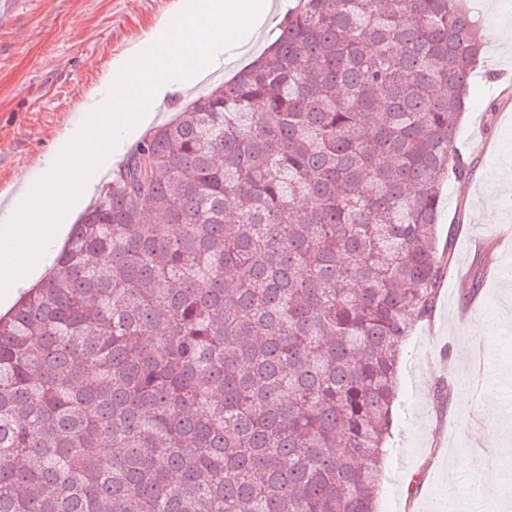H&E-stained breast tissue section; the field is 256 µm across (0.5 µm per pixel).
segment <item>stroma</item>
<instances>
[{
    "instance_id": "1",
    "label": "stroma",
    "mask_w": 512,
    "mask_h": 512,
    "mask_svg": "<svg viewBox=\"0 0 512 512\" xmlns=\"http://www.w3.org/2000/svg\"><path fill=\"white\" fill-rule=\"evenodd\" d=\"M180 2L15 0L0 13V201L12 202L94 99L111 96L112 63H137L145 33ZM477 7L486 44L456 138L471 170L443 188L439 241L449 246L450 266L432 322L416 327L404 349L378 512H406L407 484L420 473L416 512H442L438 488L448 481L449 463L429 460L437 443L460 446L472 459L460 492L486 477L485 462L495 452L504 486L512 489V26L502 20L512 0H477ZM489 176L500 181L493 197ZM477 348L492 358L484 392L506 415L493 447L470 392L469 357ZM446 379L454 390L442 404L435 388Z\"/></svg>"
}]
</instances>
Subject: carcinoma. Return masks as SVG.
Returning <instances> with one entry per match:
<instances>
[{"label": "carcinoma", "instance_id": "obj_1", "mask_svg": "<svg viewBox=\"0 0 512 512\" xmlns=\"http://www.w3.org/2000/svg\"><path fill=\"white\" fill-rule=\"evenodd\" d=\"M278 30L0 316V512H377L483 34L459 0H297Z\"/></svg>", "mask_w": 512, "mask_h": 512}]
</instances>
